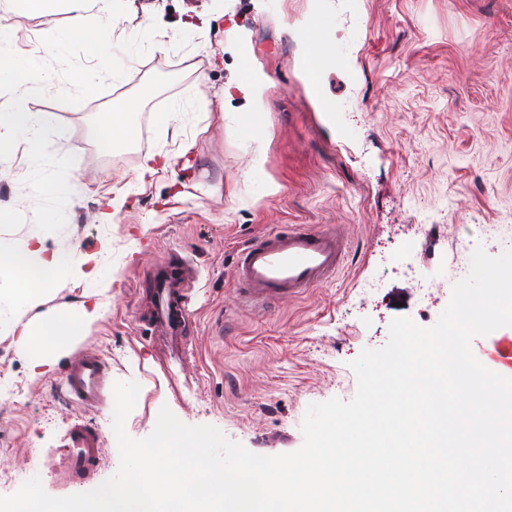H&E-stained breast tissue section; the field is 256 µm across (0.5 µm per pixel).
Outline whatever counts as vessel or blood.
Listing matches in <instances>:
<instances>
[{
    "label": "vessel or blood",
    "instance_id": "vessel-or-blood-1",
    "mask_svg": "<svg viewBox=\"0 0 512 512\" xmlns=\"http://www.w3.org/2000/svg\"><path fill=\"white\" fill-rule=\"evenodd\" d=\"M343 238L338 231L296 225L269 233L242 249L234 273L238 295L245 302L267 304L295 297L325 282L343 260ZM188 295L164 280L155 287L148 317L153 331L180 346L189 326ZM109 366L93 350L80 352L69 364L64 379L71 401L85 407L106 405ZM70 455L59 464L62 482L93 473L102 457V440L92 427L79 425L69 434Z\"/></svg>",
    "mask_w": 512,
    "mask_h": 512
}]
</instances>
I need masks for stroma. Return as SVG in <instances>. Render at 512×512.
<instances>
[{
  "instance_id": "1",
  "label": "stroma",
  "mask_w": 512,
  "mask_h": 512,
  "mask_svg": "<svg viewBox=\"0 0 512 512\" xmlns=\"http://www.w3.org/2000/svg\"><path fill=\"white\" fill-rule=\"evenodd\" d=\"M0 19L25 57L68 22L63 13ZM154 21L164 50L122 55L125 75L99 94L58 102L66 84L55 74L46 97L28 102L66 127L54 150L75 155L84 184L61 233L34 222L26 143L0 161V206L13 211L1 238L21 245L37 235L50 252L112 248L99 270L110 312L55 366L32 376L17 336L0 333V496L36 476L66 497L119 469L113 407L84 409L61 393L70 355L97 350L110 382L139 384L124 424L131 439L149 436L166 406L253 453H289L303 443L311 404L354 397L350 363L387 343L393 318L433 326L474 247L492 256L512 247V0H128L111 38ZM305 29L325 48L314 66ZM253 70L270 81L260 107L225 99V85ZM127 101L138 104L137 134L107 144L101 121ZM159 152L171 165L138 182L143 159ZM112 201L116 213L102 223ZM285 224L339 230L342 267L300 296L243 306L237 252ZM187 262L191 326L172 366L146 325L147 290L157 270ZM78 423L99 429L102 463L63 483L51 464Z\"/></svg>"
}]
</instances>
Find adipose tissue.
<instances>
[{"mask_svg":"<svg viewBox=\"0 0 512 512\" xmlns=\"http://www.w3.org/2000/svg\"><path fill=\"white\" fill-rule=\"evenodd\" d=\"M12 9L40 15L63 10L68 12L67 27L55 36V46H62L75 33L85 34L95 55H103L104 44L96 31L89 29L84 12L85 0H8ZM105 258L104 252L76 255L75 252L46 253L39 239L23 246L0 240V306L15 313L7 324L8 333L17 335L25 351L34 357L37 368L52 367L66 353L77 328L103 319L110 302L107 284H100L90 299L55 313L39 311L38 306L48 285L64 273L74 272L81 278L95 276Z\"/></svg>","mask_w":512,"mask_h":512,"instance_id":"adipose-tissue-1","label":"adipose tissue"}]
</instances>
